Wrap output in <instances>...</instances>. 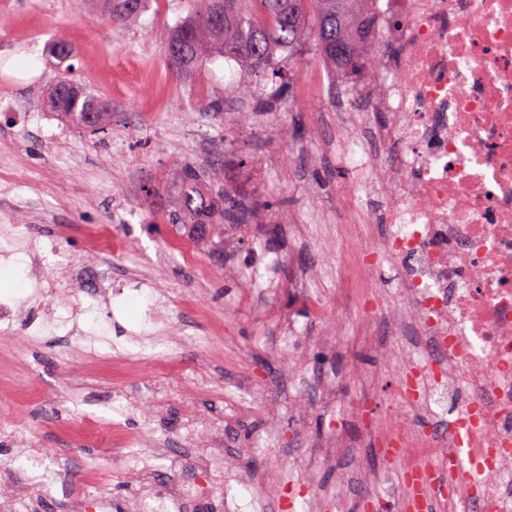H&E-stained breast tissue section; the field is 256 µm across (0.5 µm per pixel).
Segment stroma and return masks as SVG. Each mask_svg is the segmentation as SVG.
<instances>
[{"mask_svg": "<svg viewBox=\"0 0 512 512\" xmlns=\"http://www.w3.org/2000/svg\"><path fill=\"white\" fill-rule=\"evenodd\" d=\"M192 8L191 0H150L136 25L119 27L102 15L97 0H0V225L21 217L30 236L56 241L59 254L47 262L57 283L76 281L92 264L109 299L102 304L87 295L79 326L96 324L108 308L112 332L142 333L144 311L160 289L171 324L184 332L175 352L160 349L129 364L113 360L109 346L90 351L80 333L17 337L0 352V468L13 473L16 493L34 500L35 512H65L91 464L95 492L106 497L108 512H136L143 496L128 470L127 437H134L141 463L167 485L171 475L155 439L167 436L169 448L183 452L179 431L187 414L201 409L221 417L225 393L255 389L274 406L304 400L305 416L282 415L269 443L259 412L210 438L225 460L249 465L251 473L209 484L207 493L244 503L261 497L264 512H315L306 497L311 480L336 495L332 512H359L365 496L386 495L400 482L363 426L384 425L401 363L356 344L358 321L383 305L388 268L360 279L353 300L334 301L350 259L367 239L362 225L350 229L336 218L354 175L337 165L335 148L323 141L336 121L335 102L325 91L332 74L313 42L292 57L277 52L274 69L293 80L288 101H267L248 123H239L225 59L181 76L164 54L168 31ZM60 39L72 47L67 66L73 80L112 105L107 134L77 129L44 104L59 67L51 48ZM29 56L36 74L6 71L9 59ZM269 150L280 154L282 168H258V156ZM180 159L204 170L223 163L224 189L243 205L238 222L226 227L239 239L233 253L202 250L189 263L174 249L182 234L160 216L177 189ZM158 182L163 195L145 202L146 189ZM254 198L269 216L285 213L291 223H253L245 205ZM94 234L110 240L111 248L86 254ZM32 260L25 253L15 264L0 265V297L24 300L32 321L49 307L70 311L74 292L51 300L34 296L26 275ZM260 261L266 275L284 283L309 268L312 293L341 325L335 347L320 343L325 326L298 292L283 285L243 296ZM282 317L293 318L299 331L290 362L275 348ZM194 372L209 377L208 391L168 398L174 382ZM326 379L341 394L332 408L318 390ZM359 400L363 413L356 416L349 404ZM87 420L100 428L99 436L73 434V425ZM339 428L348 447L318 461L321 445ZM38 448L59 454L56 479L47 487L33 481L30 455ZM363 467L375 482H360Z\"/></svg>", "mask_w": 512, "mask_h": 512, "instance_id": "stroma-1", "label": "stroma"}]
</instances>
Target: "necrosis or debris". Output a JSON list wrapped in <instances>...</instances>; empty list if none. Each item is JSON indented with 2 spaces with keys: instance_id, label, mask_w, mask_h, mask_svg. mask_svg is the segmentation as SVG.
<instances>
[{
  "instance_id": "obj_1",
  "label": "necrosis or debris",
  "mask_w": 512,
  "mask_h": 512,
  "mask_svg": "<svg viewBox=\"0 0 512 512\" xmlns=\"http://www.w3.org/2000/svg\"><path fill=\"white\" fill-rule=\"evenodd\" d=\"M378 63L353 87L366 113L336 119L344 159L379 168L372 189L384 200L375 242L356 255L360 273L382 264L401 271L398 295L381 324H358L366 346L405 352L385 427L375 445L389 450L409 504L441 496L449 512H512V0H377ZM383 124L368 127L367 112ZM369 128L365 139L356 130ZM154 332L112 344L115 358L174 350L160 325L163 310L145 313ZM444 408L448 426L419 430L408 415ZM258 399L224 401V419L190 416L181 437L211 434L222 423L259 411ZM469 451L475 480L434 482L424 464L454 463ZM146 512H238L192 485L174 482L151 495Z\"/></svg>"
}]
</instances>
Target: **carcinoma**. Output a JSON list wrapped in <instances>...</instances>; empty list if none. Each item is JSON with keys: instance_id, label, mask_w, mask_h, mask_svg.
Instances as JSON below:
<instances>
[{"instance_id": "cac0c4a2", "label": "carcinoma", "mask_w": 512, "mask_h": 512, "mask_svg": "<svg viewBox=\"0 0 512 512\" xmlns=\"http://www.w3.org/2000/svg\"><path fill=\"white\" fill-rule=\"evenodd\" d=\"M375 0H194L192 19L173 27L167 36L166 57L180 74H189L205 59L235 61L245 73L276 76L271 70L278 50L293 56L301 44L313 40L325 65L363 76L377 64L372 49L376 32L371 26ZM104 16L119 26L135 23L146 0H103ZM224 21H214L216 10ZM73 86L68 73H59L48 93L49 107L72 125L101 133L112 123V109L100 97L81 87L75 95H58ZM181 186L164 219L187 230V236L216 249L224 245L226 213L238 204L224 195V186L206 193L201 183L213 174L190 163L179 166Z\"/></svg>"}]
</instances>
